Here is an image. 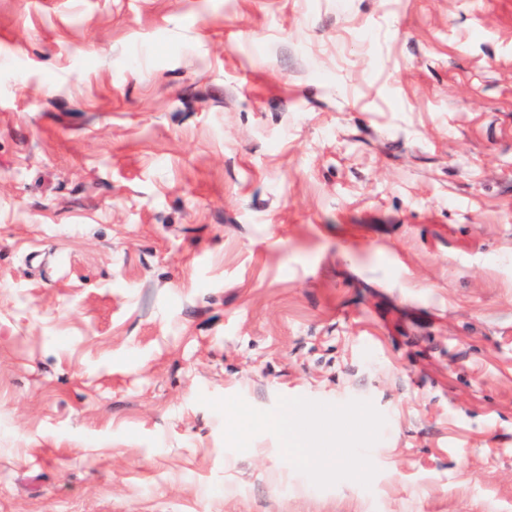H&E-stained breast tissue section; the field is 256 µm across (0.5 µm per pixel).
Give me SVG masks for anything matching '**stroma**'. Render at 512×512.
Returning <instances> with one entry per match:
<instances>
[{
	"mask_svg": "<svg viewBox=\"0 0 512 512\" xmlns=\"http://www.w3.org/2000/svg\"><path fill=\"white\" fill-rule=\"evenodd\" d=\"M0 512H512V0H0Z\"/></svg>",
	"mask_w": 512,
	"mask_h": 512,
	"instance_id": "35a3bbf8",
	"label": "stroma"
}]
</instances>
